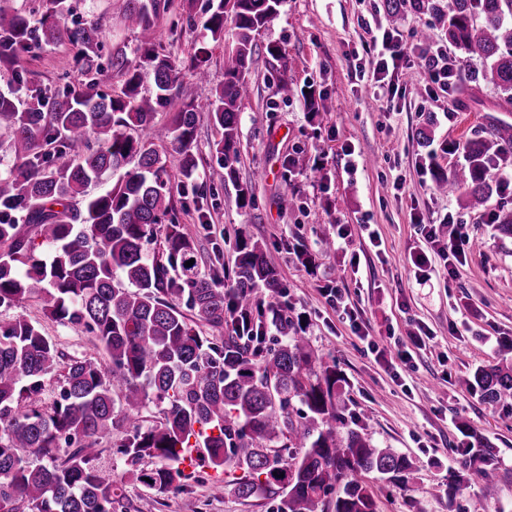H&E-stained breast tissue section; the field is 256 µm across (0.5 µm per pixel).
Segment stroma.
I'll use <instances>...</instances> for the list:
<instances>
[{"instance_id": "1", "label": "stroma", "mask_w": 512, "mask_h": 512, "mask_svg": "<svg viewBox=\"0 0 512 512\" xmlns=\"http://www.w3.org/2000/svg\"><path fill=\"white\" fill-rule=\"evenodd\" d=\"M207 4L173 0L157 24L161 49L185 60L200 38L188 17L201 15ZM72 18L101 28L107 45L136 44L133 31L89 0H75ZM388 25L383 0H284L257 37L251 93L240 105L238 177L251 184L253 204H238L236 183L225 180L211 149L218 133L203 116L194 143L197 173L187 178L178 167L170 169L179 187L175 213L196 243L202 274L232 266L238 233L263 244L309 344L342 370L349 412L379 447L411 459L405 483L367 475L378 512H512V412L483 403L465 385L478 366L500 362V341L512 339V239L496 236L490 221L512 210V193L493 192L484 209L473 211L460 197L440 193L431 173L435 166L449 173L465 165L461 142L486 136L492 120L512 124V109H501L497 87L472 86L464 70L452 98L438 96L416 66L400 79L403 93L387 102L356 77L352 60L365 55L369 29ZM235 41L233 26H226L207 81L181 70L172 102L156 112L155 123L166 124L182 103L210 97L224 81V53ZM271 42L282 58L266 53ZM25 67L29 94L89 80L67 44L34 48ZM284 79L294 89L288 98L277 92ZM310 88L321 94L316 115L304 98ZM422 129L431 136L426 148L417 139ZM298 157L322 166L324 179H311L306 167L295 165ZM420 216L438 225L442 237H457L465 259L455 272L432 253L416 222ZM326 237L335 241L327 255L319 251ZM300 242L316 252L314 265L298 261ZM330 285L341 288L347 314L327 300ZM44 306L33 297L0 310V317L39 322L67 356L105 358L92 335L51 319ZM401 347L410 355L405 365L396 358ZM466 429L498 451L494 498H484L473 477L456 501L448 499V472L457 466L455 449ZM124 436V429L113 431L89 454L94 464L123 473L129 512H276L272 497L215 496L214 486L225 480L220 468L179 493L151 490L118 463L114 446Z\"/></svg>"}]
</instances>
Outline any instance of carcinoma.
Returning a JSON list of instances; mask_svg holds the SVG:
<instances>
[{
	"label": "carcinoma",
	"mask_w": 512,
	"mask_h": 512,
	"mask_svg": "<svg viewBox=\"0 0 512 512\" xmlns=\"http://www.w3.org/2000/svg\"><path fill=\"white\" fill-rule=\"evenodd\" d=\"M0 0V62L14 82L26 80L24 57L44 43H68L87 73L102 71L105 44L98 27L71 28L65 19L72 0H43L34 20ZM283 0H208L193 21L203 46L187 67L208 79L207 46L224 43L226 22L236 44L224 55V83L202 104L187 102L170 124L150 137L133 132L151 126L170 103L180 69L159 49L155 31L171 0H107L136 31V58L126 46L111 48L107 69L118 90L107 94L66 86L51 96L21 99L0 92V133L9 138L13 165L0 174V306L40 296L48 315L82 328L100 343L106 360L75 358L67 364L60 399L49 413L41 408L44 379L61 365L62 354L36 322L16 317L0 322V512H119L124 495L119 478L92 463L85 443L129 426L115 455L134 466L144 457L159 465L137 475L160 493L179 492L207 468L243 471L227 486L244 501L280 497L277 512H377L372 486L363 476L405 481L412 464L392 448H379L346 415L339 390L344 377L336 359L313 350L301 336V318L288 314L276 270L264 247L244 233L234 242V263L224 276L203 275L194 242L173 213L168 163L175 158L184 176L198 168L193 151L200 113L221 131L214 144L224 177L237 181L240 163L238 115L249 93L245 79L256 52V36L278 16ZM431 15L467 67L482 68L472 83L500 88L512 105V0H385L396 28L406 10ZM152 76L156 92L143 91ZM168 142L174 155L160 153ZM82 147L71 159L70 150ZM467 162L451 174L435 171L444 193L481 209L493 193L490 169L512 157V125L494 124L488 137L462 144ZM112 187L87 193L107 174ZM165 225L162 250L148 255L144 242ZM39 236L52 252L37 251ZM180 269L179 278L170 270ZM266 287L273 299H256ZM224 330L218 340L192 327L186 311ZM283 340L266 341V327ZM487 404L512 407V366L477 367L466 381ZM152 402L162 421L143 429L131 415ZM70 448L58 460L57 448ZM459 472L448 477V503L465 475H475L482 492L497 491V450L471 436L456 448ZM195 455V469L180 468ZM284 473L278 478L274 473Z\"/></svg>",
	"instance_id": "obj_1"
}]
</instances>
